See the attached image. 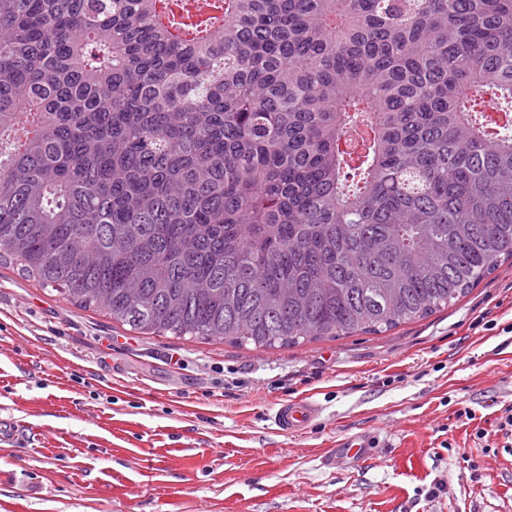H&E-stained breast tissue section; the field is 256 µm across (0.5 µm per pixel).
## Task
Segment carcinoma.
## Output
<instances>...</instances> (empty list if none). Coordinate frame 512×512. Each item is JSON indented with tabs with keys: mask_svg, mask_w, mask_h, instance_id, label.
I'll use <instances>...</instances> for the list:
<instances>
[{
	"mask_svg": "<svg viewBox=\"0 0 512 512\" xmlns=\"http://www.w3.org/2000/svg\"><path fill=\"white\" fill-rule=\"evenodd\" d=\"M0 0V263L143 334H379L512 259V0Z\"/></svg>",
	"mask_w": 512,
	"mask_h": 512,
	"instance_id": "obj_1",
	"label": "carcinoma"
}]
</instances>
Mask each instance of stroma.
Returning a JSON list of instances; mask_svg holds the SVG:
<instances>
[{"instance_id": "35a3bbf8", "label": "stroma", "mask_w": 512, "mask_h": 512, "mask_svg": "<svg viewBox=\"0 0 512 512\" xmlns=\"http://www.w3.org/2000/svg\"><path fill=\"white\" fill-rule=\"evenodd\" d=\"M301 397L319 419L277 433ZM509 405L512 259L427 318L276 348L141 334L0 264V512H512ZM320 409L310 399L283 402L275 409L271 420L276 431L288 435L304 431L319 418Z\"/></svg>"}]
</instances>
